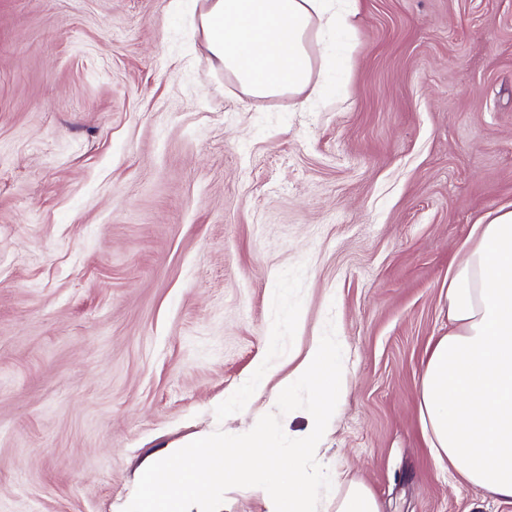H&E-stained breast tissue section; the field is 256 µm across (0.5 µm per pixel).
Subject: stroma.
Masks as SVG:
<instances>
[{
  "instance_id": "35a3bbf8",
  "label": "stroma",
  "mask_w": 512,
  "mask_h": 512,
  "mask_svg": "<svg viewBox=\"0 0 512 512\" xmlns=\"http://www.w3.org/2000/svg\"><path fill=\"white\" fill-rule=\"evenodd\" d=\"M204 4L0 0V512H122L147 459L275 412L329 323L337 483L512 512L419 411L448 271L512 203V0H357L314 108L244 94Z\"/></svg>"
}]
</instances>
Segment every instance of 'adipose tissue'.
I'll return each mask as SVG.
<instances>
[{
  "label": "adipose tissue",
  "instance_id": "ef3b65f1",
  "mask_svg": "<svg viewBox=\"0 0 512 512\" xmlns=\"http://www.w3.org/2000/svg\"><path fill=\"white\" fill-rule=\"evenodd\" d=\"M355 0H208L211 54L247 94L313 100L312 38L351 31ZM448 274L447 336L420 379V420L436 464L512 500V205L487 211Z\"/></svg>",
  "mask_w": 512,
  "mask_h": 512
}]
</instances>
